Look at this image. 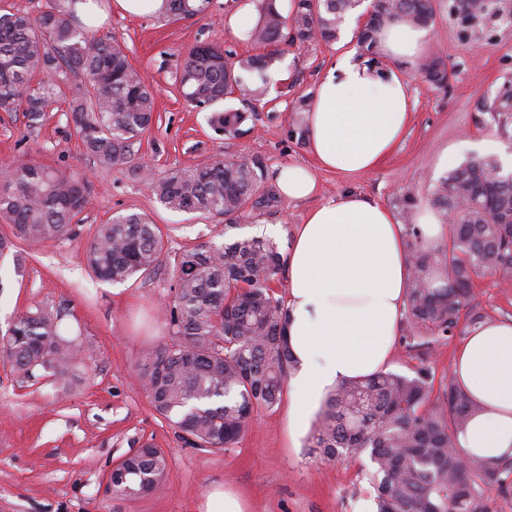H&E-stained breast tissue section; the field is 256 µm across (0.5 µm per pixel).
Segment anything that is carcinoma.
Wrapping results in <instances>:
<instances>
[{
  "label": "carcinoma",
  "mask_w": 512,
  "mask_h": 512,
  "mask_svg": "<svg viewBox=\"0 0 512 512\" xmlns=\"http://www.w3.org/2000/svg\"><path fill=\"white\" fill-rule=\"evenodd\" d=\"M81 0H53L36 19L0 8V111H21L39 124L46 104L64 94L74 78L69 114L85 151L104 167L138 163L143 134L153 119L154 97L125 50L77 24ZM258 19L245 33L258 46L329 43L360 0H255ZM211 0H166V15L189 19ZM431 0H372L357 44L374 55L375 35L402 21L427 26ZM277 51L242 56L222 44L194 46L176 72L185 104L209 112L208 124L234 135L244 113L224 107L238 92L260 102L268 95L266 71ZM419 73L434 86L448 80L433 58ZM483 108L512 112V93ZM0 217L12 236L29 245L71 234L94 193L86 176L25 160L0 164ZM264 165L251 158L218 159L147 177L156 200L172 212L222 216L232 229L254 218L274 197L260 193ZM452 216L448 242L434 247L417 224H407L413 268L405 310L406 352L425 355L442 341L464 338L489 317L476 301L473 279L488 274L512 288V172L495 155L473 156L442 177L430 199ZM157 225L137 212L118 213L98 224L85 246L87 266L100 280L124 283L162 262ZM283 267L277 245L259 237H234L219 245L184 249L175 260V295L163 312L170 342L138 364L152 410L178 429L194 448L225 451L244 436L254 413L282 399L292 371L285 336L287 308L275 287ZM78 345L59 310L34 306L18 313L0 354L22 380L63 376L80 363ZM479 411L453 373L436 378L428 367L412 376L380 372L344 384L326 398L308 447L332 462L369 453L378 512H496L494 493L509 490L512 458L492 462L464 453L458 433ZM170 459L144 443L112 472L115 498L156 494L165 485Z\"/></svg>",
  "instance_id": "carcinoma-1"
}]
</instances>
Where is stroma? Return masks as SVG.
Masks as SVG:
<instances>
[{
    "instance_id": "stroma-1",
    "label": "stroma",
    "mask_w": 512,
    "mask_h": 512,
    "mask_svg": "<svg viewBox=\"0 0 512 512\" xmlns=\"http://www.w3.org/2000/svg\"><path fill=\"white\" fill-rule=\"evenodd\" d=\"M112 2L100 0L107 18L96 33L126 48L155 95L157 118L140 147L155 173L222 157H257L268 173L262 188L272 192L274 168L311 163L304 135L293 129L292 108L313 96L336 57V43L283 46L268 96L239 135H218L205 113L185 105L175 73L188 49L213 40L244 56L259 53V46L224 28L246 0H212L206 14L178 21L125 16L113 11ZM489 3L485 15L469 21L459 0H432L424 55L443 59L448 81L433 87L417 66L404 69L413 114L379 168L357 175L317 171L315 197H277L233 236H265L284 253L307 211L346 190L396 211L408 195L425 206L448 171L447 157L464 162L476 155L479 142L487 153L502 146L512 154V115L495 119L483 110L485 102L512 91V0ZM68 106L65 98L50 104L33 128L22 113L0 112V162L30 159L79 172L96 188L72 236L22 244L0 257V336L18 312L48 306L64 310L85 349L83 363L62 381H23L0 362V512H201L205 493L215 487L241 494L248 512H375L368 454L333 462L311 454L305 436L289 430L290 397L255 414L239 443L222 452L186 446L152 410L137 365L169 340L161 311L174 297L175 260L187 246L222 243L224 221L169 211L131 169L100 166L68 122ZM117 212L148 214L164 237L161 264L122 284L94 278L83 260L89 227ZM458 345L449 340L422 360L396 346L388 369L409 375L426 365L447 375ZM147 441L170 457L164 491L138 500L113 498L107 488L113 465Z\"/></svg>"
}]
</instances>
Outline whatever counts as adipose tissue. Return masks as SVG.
<instances>
[{"label":"adipose tissue","mask_w":512,"mask_h":512,"mask_svg":"<svg viewBox=\"0 0 512 512\" xmlns=\"http://www.w3.org/2000/svg\"><path fill=\"white\" fill-rule=\"evenodd\" d=\"M425 29L394 22L377 35L379 69L356 50L337 54L307 114L314 165L275 168L281 194L317 192L316 169L344 174L377 169L408 126L412 102L401 67L421 58ZM290 428L302 434L337 386L376 375L390 359L411 286L403 226L380 200L346 191L312 208L296 225L286 258ZM453 369L482 407L458 435L461 448L489 460L512 457V321L488 322L459 345Z\"/></svg>","instance_id":"adipose-tissue-1"}]
</instances>
